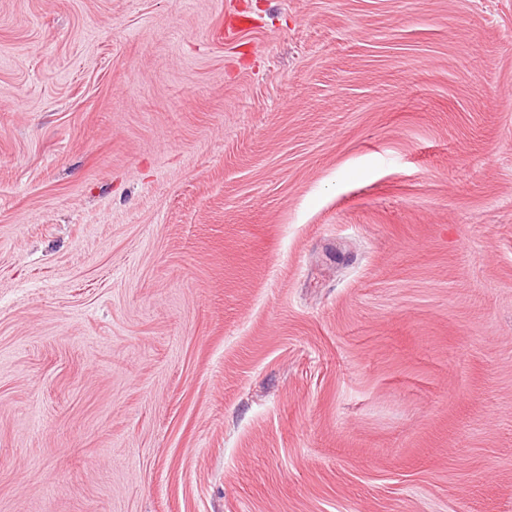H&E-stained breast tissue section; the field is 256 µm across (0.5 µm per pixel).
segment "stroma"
I'll list each match as a JSON object with an SVG mask.
<instances>
[{"label":"stroma","instance_id":"stroma-1","mask_svg":"<svg viewBox=\"0 0 512 512\" xmlns=\"http://www.w3.org/2000/svg\"><path fill=\"white\" fill-rule=\"evenodd\" d=\"M0 512H512V0H0Z\"/></svg>","mask_w":512,"mask_h":512}]
</instances>
